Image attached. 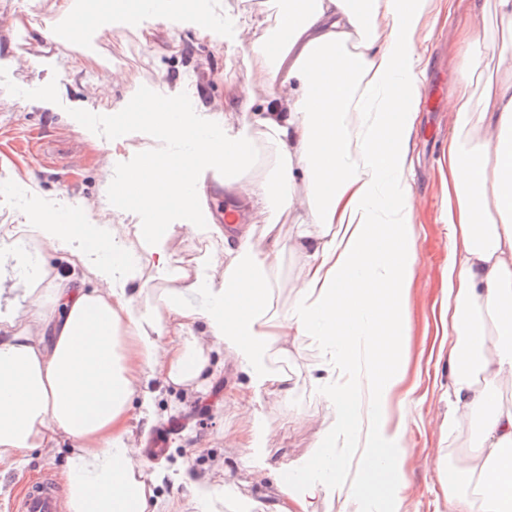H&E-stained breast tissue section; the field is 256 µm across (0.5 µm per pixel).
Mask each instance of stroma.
<instances>
[{"instance_id": "1", "label": "stroma", "mask_w": 512, "mask_h": 512, "mask_svg": "<svg viewBox=\"0 0 512 512\" xmlns=\"http://www.w3.org/2000/svg\"><path fill=\"white\" fill-rule=\"evenodd\" d=\"M206 4L213 18L208 28L193 19L198 4ZM55 0H0V225L38 224L45 213L63 217L77 202H86L92 224L124 223L138 235L148 223V203L122 198L121 183L138 159L125 143L135 142L164 152L167 143L147 112L155 100L185 99L191 105L190 125L224 126L236 132L237 123H225L222 103L232 91L254 92L263 104L262 89L248 87V57L230 25L261 19L272 12L273 0H167L157 19L129 23L110 14L89 25L82 43L43 38L47 23L57 17ZM463 28L478 31L481 45L498 38L500 26L493 13L473 15L449 7L448 0H433L421 33L419 79L423 86L437 85L440 104L423 98L412 135V189L415 212L417 264L406 309L408 334L403 353L408 359L406 378L391 399L388 414L410 419L411 454L403 463L385 462L389 475L384 496L357 497L351 512H382L384 500L395 491L405 496V512H448V467L455 463L461 437L448 430V364L440 354L450 319L442 272L452 256L448 227L441 221L445 188L441 173L445 144L454 132L455 117L443 99L454 80L450 44ZM152 31V40L141 37ZM82 64L74 72V64ZM122 81L105 85L111 73ZM32 91L34 104L3 102L6 91ZM141 104L128 108L132 98ZM101 116V139L81 133L79 116ZM122 118L121 147H113L112 171L100 170L101 148L112 145L115 118ZM174 265L195 270L206 265L220 274L224 246L207 234L175 227L166 242ZM301 261L283 253L273 276L277 282L272 309L287 314L296 299ZM221 368L201 390L155 383L157 421L148 431L150 447L165 449L163 460L148 461L149 486L168 512H202L190 478L205 477L225 490L217 512H272L280 502L278 488L258 479L236 460L232 449L245 441L251 427L233 405L237 389L247 383L233 358L213 353ZM323 361L315 338L305 336L289 344L287 352L272 355V365L288 374L293 391L262 394L257 405L265 422V446L274 465L283 467V480L297 482L291 464L317 465L318 446L328 413L318 386L310 375ZM66 449L52 456L33 449L19 470L0 469V512H9L12 496L25 482L43 472L61 474Z\"/></svg>"}]
</instances>
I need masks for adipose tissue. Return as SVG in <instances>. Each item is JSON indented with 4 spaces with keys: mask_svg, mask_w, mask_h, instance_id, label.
Instances as JSON below:
<instances>
[{
    "mask_svg": "<svg viewBox=\"0 0 512 512\" xmlns=\"http://www.w3.org/2000/svg\"><path fill=\"white\" fill-rule=\"evenodd\" d=\"M431 0H281L262 36L238 27L252 58L251 85L268 95L224 102L241 125L223 150L184 128L163 127L164 153L130 143L140 166L124 196L152 205L154 223L139 246L124 224H16L0 242V465L25 466L26 451L54 452L68 441L67 512H163L146 479L133 417L153 423L151 381L192 390L213 376L212 351L231 352L248 378L238 401L251 421L237 453L245 466L278 484L276 512H313L324 495L348 490L310 474L285 485L266 461L262 391L291 392L287 375L267 360L277 347L316 338L325 360L314 381L333 421L322 437L324 461L340 463L337 435L370 447L383 442L406 457V419L387 402L403 374L404 313L416 265L415 204L409 143L423 96L419 41ZM457 83L448 97L455 132L448 139V194L442 210L454 242L443 271L455 336L448 350V429L478 425L464 484L448 487V512H512V403L495 398L512 383V39L493 51L497 77L472 110L481 65L476 35L453 40ZM271 146V177L226 179L233 198L226 224L207 230L224 244L220 277L173 266L165 247L169 212L197 201L185 184L193 169L223 153L242 167L252 136ZM191 144V158L181 148ZM288 215L301 227L285 239L256 234L255 213ZM62 252L68 274L46 251ZM303 261L296 302L271 312L272 272L283 251ZM164 281L141 302L144 269ZM362 350L366 385L336 372Z\"/></svg>",
    "mask_w": 512,
    "mask_h": 512,
    "instance_id": "adipose-tissue-1",
    "label": "adipose tissue"
}]
</instances>
